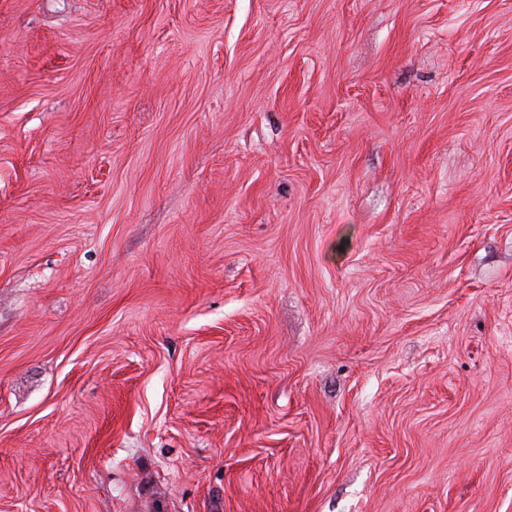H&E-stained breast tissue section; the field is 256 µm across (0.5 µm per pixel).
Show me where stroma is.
Instances as JSON below:
<instances>
[{
  "mask_svg": "<svg viewBox=\"0 0 512 512\" xmlns=\"http://www.w3.org/2000/svg\"><path fill=\"white\" fill-rule=\"evenodd\" d=\"M0 512H512V0H0Z\"/></svg>",
  "mask_w": 512,
  "mask_h": 512,
  "instance_id": "35a3bbf8",
  "label": "stroma"
}]
</instances>
